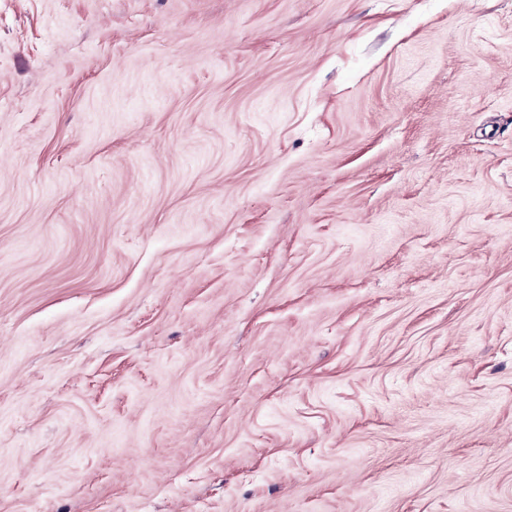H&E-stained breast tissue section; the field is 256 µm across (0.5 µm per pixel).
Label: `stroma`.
Wrapping results in <instances>:
<instances>
[{"label": "stroma", "instance_id": "stroma-1", "mask_svg": "<svg viewBox=\"0 0 512 512\" xmlns=\"http://www.w3.org/2000/svg\"><path fill=\"white\" fill-rule=\"evenodd\" d=\"M0 512H512V0H0Z\"/></svg>", "mask_w": 512, "mask_h": 512}]
</instances>
